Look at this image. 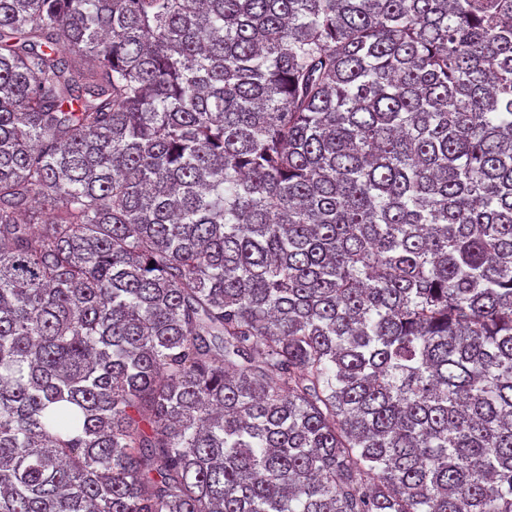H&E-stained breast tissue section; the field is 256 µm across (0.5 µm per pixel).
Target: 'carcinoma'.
<instances>
[{"label":"carcinoma","instance_id":"carcinoma-1","mask_svg":"<svg viewBox=\"0 0 512 512\" xmlns=\"http://www.w3.org/2000/svg\"><path fill=\"white\" fill-rule=\"evenodd\" d=\"M0 512H512V0H0Z\"/></svg>","mask_w":512,"mask_h":512}]
</instances>
